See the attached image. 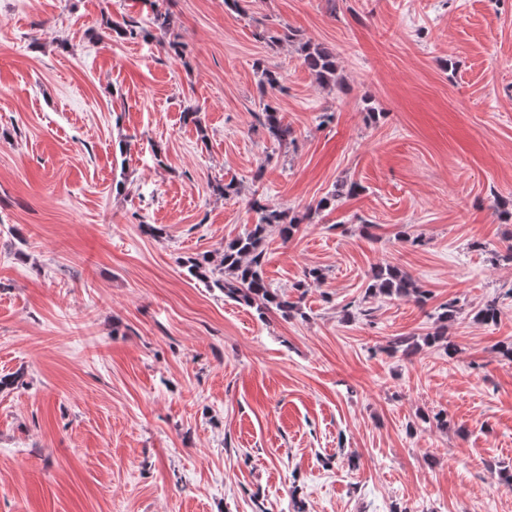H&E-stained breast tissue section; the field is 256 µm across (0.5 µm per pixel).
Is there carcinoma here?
I'll use <instances>...</instances> for the list:
<instances>
[{
  "instance_id": "cac0c4a2",
  "label": "carcinoma",
  "mask_w": 512,
  "mask_h": 512,
  "mask_svg": "<svg viewBox=\"0 0 512 512\" xmlns=\"http://www.w3.org/2000/svg\"><path fill=\"white\" fill-rule=\"evenodd\" d=\"M152 24L154 29L167 35L174 34L177 19L168 9L154 6ZM109 32L118 38L135 39L147 36L133 20H125L121 24L108 26ZM302 64L314 75L316 81L324 88L340 86L337 77L335 54L328 48L312 42H305L298 48ZM263 125L269 136L279 142L285 143L293 135V129L285 123L274 101L269 99L262 102ZM357 185L341 183L337 185L329 197L318 202L317 208L322 209L336 202V198L356 192ZM250 208L258 214L257 223L244 235L224 245L219 259L214 255L203 253L189 257L183 262L188 275L202 282L206 287L216 288L224 297L252 307L263 318L267 312L274 308L282 316L288 318L294 315L306 317L302 311L301 303L306 295L304 289L320 284L324 280V273L318 267H309L303 272V280L295 288L300 291L298 300L290 301L288 296L271 287L263 270V241L272 231L278 232L283 241H288L302 219L291 216L285 211L273 209L260 204L256 199L250 202ZM366 294L371 296L383 295L395 298H415L421 302L424 299L423 291L417 281L399 268L379 265L372 268L366 288ZM459 308L456 301H448L440 305L435 312V327L423 336H397L393 339L391 350L405 358H410L425 347L435 344H444L448 356L457 352L456 345L448 340V324L453 322ZM500 310L494 300L486 302L475 314L477 321L484 324L498 322Z\"/></svg>"
}]
</instances>
